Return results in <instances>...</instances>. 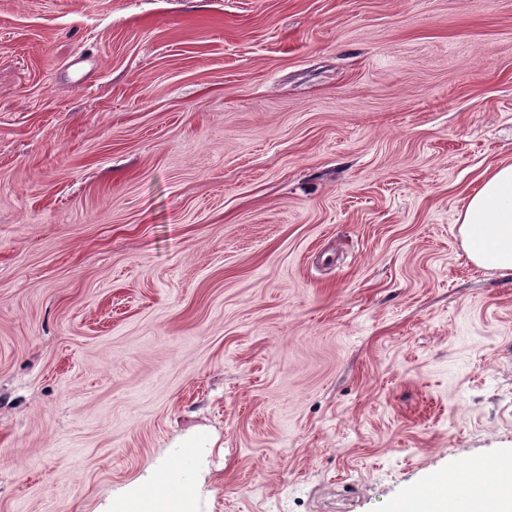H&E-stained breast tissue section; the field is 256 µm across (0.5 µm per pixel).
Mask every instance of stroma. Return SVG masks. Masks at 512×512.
Listing matches in <instances>:
<instances>
[{"label": "stroma", "instance_id": "35a3bbf8", "mask_svg": "<svg viewBox=\"0 0 512 512\" xmlns=\"http://www.w3.org/2000/svg\"><path fill=\"white\" fill-rule=\"evenodd\" d=\"M503 163L512 0H0V512L498 483ZM468 258L477 267L512 275V164L494 168L458 216Z\"/></svg>", "mask_w": 512, "mask_h": 512}]
</instances>
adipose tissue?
Listing matches in <instances>:
<instances>
[{
    "instance_id": "obj_1",
    "label": "adipose tissue",
    "mask_w": 512,
    "mask_h": 512,
    "mask_svg": "<svg viewBox=\"0 0 512 512\" xmlns=\"http://www.w3.org/2000/svg\"><path fill=\"white\" fill-rule=\"evenodd\" d=\"M471 262L512 275V164L494 168L458 216Z\"/></svg>"
}]
</instances>
